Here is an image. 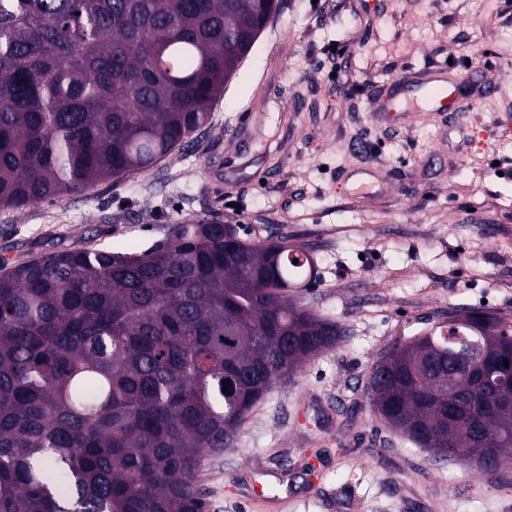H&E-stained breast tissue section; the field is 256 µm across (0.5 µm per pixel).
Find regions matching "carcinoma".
Wrapping results in <instances>:
<instances>
[{
	"instance_id": "cac0c4a2",
	"label": "carcinoma",
	"mask_w": 512,
	"mask_h": 512,
	"mask_svg": "<svg viewBox=\"0 0 512 512\" xmlns=\"http://www.w3.org/2000/svg\"><path fill=\"white\" fill-rule=\"evenodd\" d=\"M280 0H0V208L152 169L210 124ZM190 218L141 253L0 272V512H206L203 459L342 329L288 238ZM298 263H293V260ZM512 321L469 308L372 366L367 405L445 460L512 463ZM228 392H223V389Z\"/></svg>"
}]
</instances>
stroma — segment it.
I'll return each instance as SVG.
<instances>
[{
  "label": "stroma",
  "instance_id": "35a3bbf8",
  "mask_svg": "<svg viewBox=\"0 0 512 512\" xmlns=\"http://www.w3.org/2000/svg\"><path fill=\"white\" fill-rule=\"evenodd\" d=\"M482 72L493 100L377 112L407 70ZM217 217L287 237L315 261L297 302L345 330L206 458L208 512H504L505 481L438 462L380 423L369 371L449 311L512 320V0H281L206 129L150 171L0 208V270L49 252L139 253Z\"/></svg>",
  "mask_w": 512,
  "mask_h": 512
}]
</instances>
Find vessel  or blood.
<instances>
[{
    "instance_id": "1",
    "label": "vessel or blood",
    "mask_w": 512,
    "mask_h": 512,
    "mask_svg": "<svg viewBox=\"0 0 512 512\" xmlns=\"http://www.w3.org/2000/svg\"><path fill=\"white\" fill-rule=\"evenodd\" d=\"M447 74L444 67L421 73L405 72L391 80L385 94L375 95L376 111L386 112L397 107L405 112L438 110L450 105L453 99L466 100L477 95L485 101L492 99L493 89L482 86L479 76L471 74L452 83Z\"/></svg>"
}]
</instances>
